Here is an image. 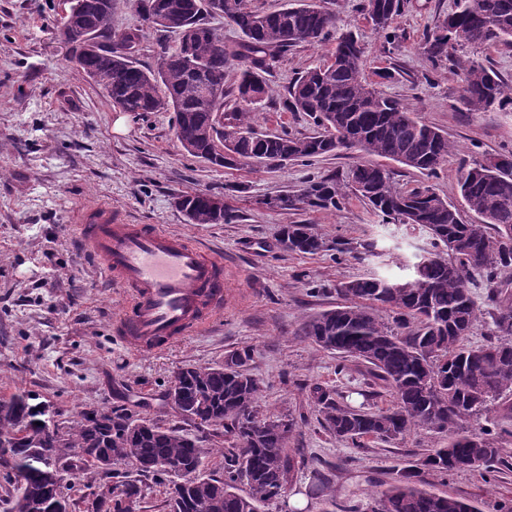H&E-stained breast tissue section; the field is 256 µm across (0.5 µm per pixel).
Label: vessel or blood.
Here are the masks:
<instances>
[{"label": "vessel or blood", "mask_w": 512, "mask_h": 512, "mask_svg": "<svg viewBox=\"0 0 512 512\" xmlns=\"http://www.w3.org/2000/svg\"><path fill=\"white\" fill-rule=\"evenodd\" d=\"M79 222L82 243L126 294L112 330L132 352H159L223 311L224 261L203 244L126 223L104 204L87 207Z\"/></svg>", "instance_id": "vessel-or-blood-1"}]
</instances>
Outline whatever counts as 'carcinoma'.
Here are the masks:
<instances>
[{"label": "carcinoma", "mask_w": 512, "mask_h": 512, "mask_svg": "<svg viewBox=\"0 0 512 512\" xmlns=\"http://www.w3.org/2000/svg\"><path fill=\"white\" fill-rule=\"evenodd\" d=\"M141 16L178 15L193 31L188 43L164 52L155 70L120 49L141 41L139 28L112 34L118 0H81L80 9L63 13L60 23L75 38L77 66L124 112H174V134L191 156L222 168L258 162L270 166L357 149L427 175L448 161L452 144L439 129L383 96L362 77L363 50L351 30L336 37L330 62L309 69L288 86L286 106L302 112L323 131L309 136L288 131L259 134L250 124L251 107L273 98L270 65L292 47L322 42L336 17L321 0H288L274 12L251 10L245 0H222L224 18L242 34L233 44L217 45L209 30L207 0H135ZM403 0H364L362 12L372 30L395 41L391 28ZM512 43V0H456L455 9L430 31L423 53L436 68L455 61L461 71L459 103L466 112H487L512 103V82L475 58L453 59L459 47ZM239 66L235 84L224 74ZM240 108L227 117L224 102ZM462 210L429 188H397L392 171L366 161L345 179L324 176L310 182L299 201L310 208L340 209L349 195L366 202L388 221L429 229L433 250L413 262L405 277H366L343 283V303L304 323L303 333L320 348L364 364L365 374L389 393L392 405L356 410L320 391L321 425L339 441L364 438L395 441L413 430H444L448 445L416 463L392 469L388 487L369 512H481L475 501L438 495L422 488L425 476L489 469L500 461L503 436L472 427L490 406L512 394V152L460 169ZM209 193L187 194L179 208L191 224H227L232 213L212 204ZM278 242L293 253L331 250L312 224H285ZM483 283L495 304L497 340L469 342L477 320L471 287ZM393 313V324L379 315ZM250 347L237 349L217 366L187 364L170 386L178 394L175 411L186 422L207 428L217 438L214 451L224 459V478L207 475L202 440L157 419L122 407L98 406L46 428L51 405L26 391L0 399V441L11 447L0 461V499L10 512H77L95 486L81 487L76 471L92 470L98 484L114 479L122 486L112 510L124 512L122 497L139 495L137 483L152 478L165 488L164 512H262L284 493L297 464L288 442L296 418L258 416L259 383L244 367ZM229 446L224 447V437ZM108 457L125 471H108ZM176 462L195 472L185 490L186 509L176 506L171 488L177 475L165 469ZM246 486L240 492V486Z\"/></svg>", "instance_id": "carcinoma-1"}]
</instances>
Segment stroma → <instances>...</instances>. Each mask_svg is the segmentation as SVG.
I'll return each instance as SVG.
<instances>
[{
	"label": "stroma",
	"mask_w": 512,
	"mask_h": 512,
	"mask_svg": "<svg viewBox=\"0 0 512 512\" xmlns=\"http://www.w3.org/2000/svg\"><path fill=\"white\" fill-rule=\"evenodd\" d=\"M363 0H324L338 24L360 36L364 76L384 96L415 111L448 136L455 148L444 168L428 176L389 162L402 190L433 188L458 201L462 162L512 150V105L488 112L458 108L461 82L451 62L432 67L421 45L455 0H406L388 47L367 24ZM59 0H0V396L22 389L50 401L59 419L85 407L124 406L196 434L195 425L167 405L164 395L186 364L215 366L228 352L254 347L247 371L257 379L262 414H293L298 428L289 442L298 465L285 497L265 512H286L287 497L301 495L305 512L366 504L400 468L447 442L435 431H413L391 443L336 440L320 424L315 388L333 391L342 404L385 408L389 395L370 385L362 365L322 350L302 334L304 322L335 308L339 286L374 275H399L429 249L427 231L387 224L357 197L336 211L281 210L271 198L302 193L310 178L344 175L363 155L290 162L267 169L254 164L219 168L189 156L176 140L170 112H120L69 59L56 34ZM143 27L137 53L157 68L162 47L178 38L144 27L135 8L119 4L112 28ZM328 44L291 48L271 65L276 89L258 105L252 126L265 134L314 133L308 116L285 109V90L298 74L326 64ZM390 69L389 79L378 78ZM207 191L224 200L235 219L192 224L176 201ZM104 203L130 223L156 224L215 249L224 259V313L209 329L185 336L160 353L131 352L112 334L125 295L114 288L103 263L77 237L81 209ZM285 224H312L331 251L301 255L278 243ZM504 467L428 477L433 492L477 500L482 512L512 501V437L502 442Z\"/></svg>",
	"instance_id": "35a3bbf8"
}]
</instances>
